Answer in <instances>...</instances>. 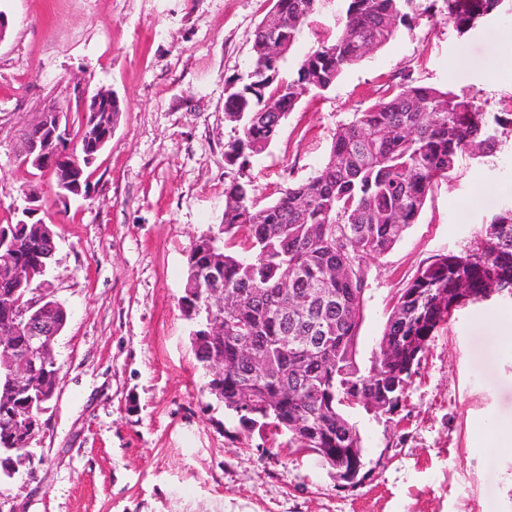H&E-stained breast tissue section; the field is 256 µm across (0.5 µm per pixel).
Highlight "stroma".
<instances>
[{
  "mask_svg": "<svg viewBox=\"0 0 512 512\" xmlns=\"http://www.w3.org/2000/svg\"><path fill=\"white\" fill-rule=\"evenodd\" d=\"M271 0H0V224L23 189L56 232L47 273L69 313L54 352L57 396L41 417L33 462L0 483V512H512V342L492 315L503 296L457 309L430 342L401 411L347 407L364 439V482L337 486L286 434L241 423L204 389L179 306L186 253L223 235L224 188L252 181L270 202L328 156L337 126L405 78L512 112V13L465 35L443 0L396 40L303 94L267 151L224 161L238 135L225 87L252 59ZM327 0L285 64L336 31ZM112 90L122 112L88 170L86 198L62 200L51 177L13 159L16 135L76 91ZM512 206V136L463 160L429 192L416 224L368 259L356 359L371 364L395 297L434 256L476 243Z\"/></svg>",
  "mask_w": 512,
  "mask_h": 512,
  "instance_id": "35a3bbf8",
  "label": "stroma"
}]
</instances>
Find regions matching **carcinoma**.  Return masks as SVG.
<instances>
[{"label": "carcinoma", "instance_id": "cac0c4a2", "mask_svg": "<svg viewBox=\"0 0 512 512\" xmlns=\"http://www.w3.org/2000/svg\"><path fill=\"white\" fill-rule=\"evenodd\" d=\"M323 2L274 0L276 36L283 41L275 59L267 46L268 20L256 28L250 67L226 87L224 115L240 127L238 138L224 146L227 164L244 168L264 153L302 93L329 89L346 68L390 43L400 27L411 26L422 0H345L336 34L318 40L283 78L287 55ZM445 2L448 22L462 36L505 0ZM507 132L511 112H484L464 94L410 81L339 126L326 160L275 200L262 204L251 182L231 181L224 188L223 237L202 235L191 244L181 296L188 303L182 312L198 328L208 314H193L187 292L197 272L213 271L224 281V303L238 299L233 319L224 322V339L192 344L203 370L212 359H224V410L238 414L249 394L256 409L268 403L272 410L248 423L288 435L296 448L314 431L321 447L334 448L356 429L344 408L357 397L385 388L401 406L404 394L388 388L396 378L392 364L376 360L364 371L355 359L362 266L391 250L416 223L434 183L466 156L493 155ZM40 223L23 214L0 226V265L22 262L33 270L22 285L0 279V297L13 291L21 306L42 285L53 257ZM493 276L512 285V207L482 225L479 242L436 256L400 290L383 332L395 359L418 369L455 292L464 288L478 301ZM319 290L330 298L324 313L317 308ZM286 336L327 341L310 354L301 346L282 348ZM409 336L421 339L420 352L406 349ZM242 340L264 358L263 367L238 355ZM299 368L307 384L286 390L283 380Z\"/></svg>", "mask_w": 512, "mask_h": 512}]
</instances>
